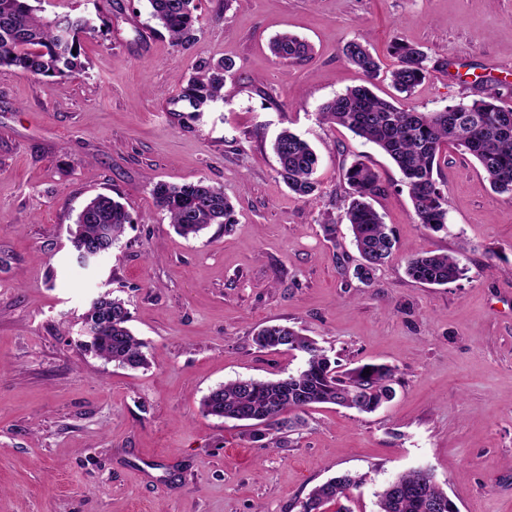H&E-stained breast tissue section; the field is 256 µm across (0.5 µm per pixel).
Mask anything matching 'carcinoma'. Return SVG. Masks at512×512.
I'll return each mask as SVG.
<instances>
[{"label":"carcinoma","mask_w":512,"mask_h":512,"mask_svg":"<svg viewBox=\"0 0 512 512\" xmlns=\"http://www.w3.org/2000/svg\"><path fill=\"white\" fill-rule=\"evenodd\" d=\"M150 15L159 21L180 46L195 41L197 10L194 0H147ZM41 0H0V67H14L37 79L72 77L85 68L81 36L96 31L82 15H42ZM274 57L289 61L305 57L308 43L290 33L270 41ZM345 59L373 78L380 64L367 44L348 42ZM397 63L390 72L396 92L410 96L424 79L429 56L422 47L406 43L394 46ZM235 63L224 59L205 63L181 90L174 111L178 121L195 116L210 103L224 99L227 78ZM323 120L343 126L381 150L399 169L408 189L417 223L441 230L448 222L446 198L434 178L443 150L453 145L479 163L491 187L512 195V108L500 104L498 92L490 88L472 101H459L435 112H422L378 97L367 86L346 89L320 106ZM278 174L295 194L305 197L317 190L318 157L311 145L285 129L273 143ZM349 187L345 218L350 224L361 263L357 277L369 282L379 266L393 254L395 240L387 231L372 201L383 192L380 176L362 159L345 169ZM156 205L164 211L183 237H195L210 224L233 226L232 205L223 188L204 179L181 185L153 183ZM135 223L124 204L106 194L91 198L78 213L70 242L80 253L88 242L101 253L112 249L125 227ZM408 275L429 285H445L461 278L465 268L448 253L417 254L407 263ZM130 313L124 301L105 293L95 298L84 316L93 327L85 348L119 367L144 368L148 360L144 342L129 327ZM261 349L285 347L306 355L304 366L275 380L236 379L212 389L202 400L204 413L218 418L250 422L264 430L291 432L300 424V414L322 404H332L360 413H371L395 396L394 368L385 364H363L343 372L317 343L299 331L280 324L261 328L254 336ZM360 477L344 474L315 487L305 499L323 510L351 512L346 506ZM446 492L431 470L416 468L398 475L377 494V512H431L432 499Z\"/></svg>","instance_id":"cac0c4a2"}]
</instances>
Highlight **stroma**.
Here are the masks:
<instances>
[{
	"label": "stroma",
	"mask_w": 512,
	"mask_h": 512,
	"mask_svg": "<svg viewBox=\"0 0 512 512\" xmlns=\"http://www.w3.org/2000/svg\"><path fill=\"white\" fill-rule=\"evenodd\" d=\"M46 16L90 18L86 69L62 86L0 67V512H299L317 485L363 476L352 512H376L398 475L430 469L459 512H512V196L448 147L434 177L448 223L414 221L401 174L319 108L364 84L343 48L368 42L385 73L393 43L423 46L429 73L410 103L438 111L496 88L512 107V0H198L184 48L146 0H42ZM291 32L310 55L279 61ZM229 58L224 100L186 125L173 114L201 62ZM319 156L314 196L291 192L272 144L282 129ZM367 155L385 191L373 206L396 240L370 283L344 217L343 169ZM221 186L232 231L179 236L151 194L157 180ZM135 222L79 265L69 228L97 194ZM336 224L335 237L322 229ZM459 254L441 286L406 273L414 254ZM123 299L148 368H121L79 344L104 292ZM284 324L314 338L339 370L386 363L392 401L372 413L321 405L277 438L204 415L236 378L303 367L253 337Z\"/></svg>",
	"instance_id": "1"
}]
</instances>
